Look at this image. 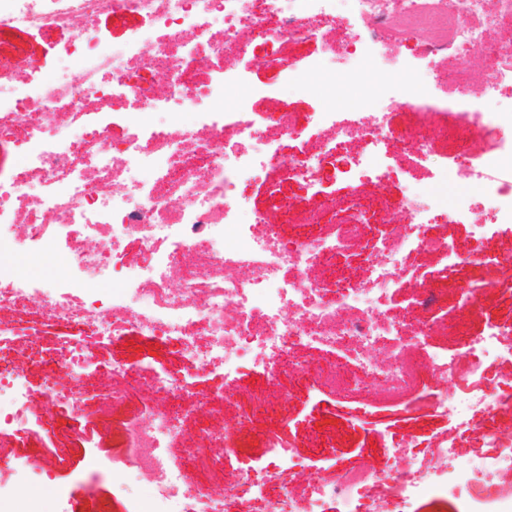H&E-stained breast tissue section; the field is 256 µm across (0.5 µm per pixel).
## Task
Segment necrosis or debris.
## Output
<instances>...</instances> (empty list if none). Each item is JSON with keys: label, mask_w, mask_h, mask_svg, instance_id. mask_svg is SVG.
<instances>
[{"label": "necrosis or debris", "mask_w": 512, "mask_h": 512, "mask_svg": "<svg viewBox=\"0 0 512 512\" xmlns=\"http://www.w3.org/2000/svg\"><path fill=\"white\" fill-rule=\"evenodd\" d=\"M397 15L408 36L429 32L423 64L381 41ZM104 17L137 24L115 42L95 31ZM511 22L512 0H0V48L14 36L79 32L65 50L76 64L69 73L49 75L33 54L21 69L0 64V144L23 157L0 171V244H24L29 262L59 256L72 268L37 287L0 254V459H21L35 408L49 415L65 404L99 439L118 437L112 470L123 488L146 486L148 512H328L337 502L342 512H412L418 499L441 496L461 512H512V428L495 423L512 407V369L501 370L512 366V330L489 329L448 354L432 342L448 308L437 289L409 276L420 249L445 261L461 257L462 244L422 240L434 207L409 192L382 215L379 244L359 275L340 279L336 257L360 245L371 208L354 200L330 228L316 225L336 200L318 188L336 151L354 148L347 176L355 182L380 185L412 165L425 180L447 172V156L429 149L431 128L399 134L389 148L381 133L393 111L451 103L476 115L478 134L512 112V34L488 38ZM308 39L327 53L288 68L285 90L317 95L321 74L342 83L367 65L386 91L349 119L319 113L313 134L290 112L268 125L206 111L227 98L252 111L258 89L248 67L280 64L275 50L255 58L256 42ZM476 54L488 63L481 76L468 66ZM134 101L149 112L174 105L194 119L144 126L129 116ZM285 137L297 143L287 157L279 153ZM502 170L496 159L462 167L483 186L496 223L511 224L512 184L499 180ZM257 180L266 202L251 207L236 186ZM288 181L313 186L318 203L304 218L314 232L291 243ZM34 322L68 333L40 347ZM131 327L200 369H223V391L205 403L237 394L245 361L275 394L291 384L340 387L356 412L382 416L440 385L430 409L458 431L481 432L484 450L458 465L454 444L437 438L420 452L401 446L383 466L369 457L337 466L325 479L274 427L263 469L227 471L213 448L233 454L225 436L245 430L251 415L189 430V382L166 366L154 368L147 389L139 367L113 369L110 397L86 409L77 379L92 375L93 347ZM32 368L43 374L37 395L26 379ZM176 444L188 452L174 456Z\"/></svg>", "instance_id": "4bbe7bcc"}]
</instances>
